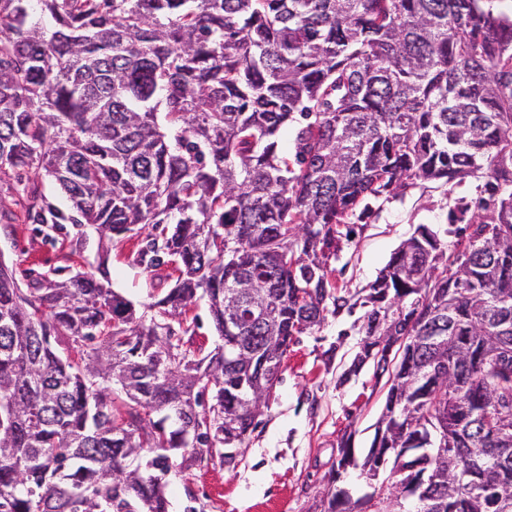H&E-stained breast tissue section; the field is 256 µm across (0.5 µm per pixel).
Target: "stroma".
I'll use <instances>...</instances> for the list:
<instances>
[{
	"label": "stroma",
	"instance_id": "obj_1",
	"mask_svg": "<svg viewBox=\"0 0 512 512\" xmlns=\"http://www.w3.org/2000/svg\"><path fill=\"white\" fill-rule=\"evenodd\" d=\"M482 181L468 178L457 186L419 180L405 190L382 196L373 213L356 226L334 264L337 286L355 291L375 280L393 253L418 226L446 231L448 212L459 199L477 217L484 198ZM66 235L49 239L32 225L0 223V259L19 284L51 275L64 280L81 263L106 256L114 291L134 305L151 302L160 289L152 272L137 260L138 238L104 250L97 234H88L80 254H71ZM352 316L328 318L323 328L291 345L257 429L246 439L236 467L213 459L195 463L190 474L171 472L166 496L170 512H313L336 462V446L352 434L357 454H365L384 405L385 389L372 367L348 381L340 376L358 347ZM344 344H337L341 331Z\"/></svg>",
	"mask_w": 512,
	"mask_h": 512
}]
</instances>
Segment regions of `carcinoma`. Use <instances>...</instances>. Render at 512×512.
<instances>
[{
  "mask_svg": "<svg viewBox=\"0 0 512 512\" xmlns=\"http://www.w3.org/2000/svg\"><path fill=\"white\" fill-rule=\"evenodd\" d=\"M490 2L0 0L24 223L82 228L73 254L149 226L139 261L171 282L137 308L103 261L26 289L0 262V512H169L186 449L241 447L294 339L357 306L345 375L388 388L320 512H512V7ZM468 177L488 214L419 226L358 303L336 287L371 200ZM200 304L223 344L191 358Z\"/></svg>",
  "mask_w": 512,
  "mask_h": 512,
  "instance_id": "1",
  "label": "carcinoma"
}]
</instances>
